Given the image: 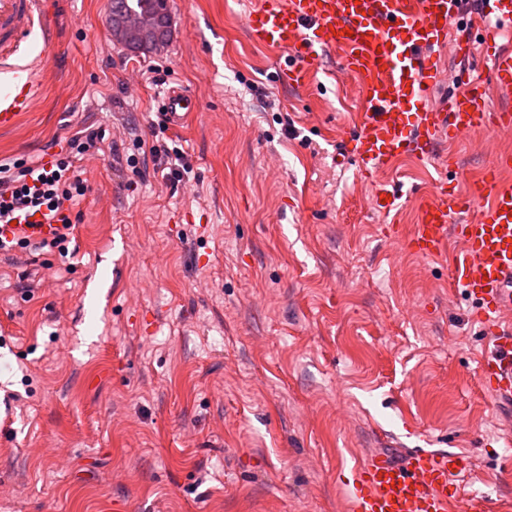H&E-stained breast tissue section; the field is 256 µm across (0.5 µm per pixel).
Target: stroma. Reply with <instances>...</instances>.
Instances as JSON below:
<instances>
[{
    "label": "stroma",
    "instance_id": "1",
    "mask_svg": "<svg viewBox=\"0 0 512 512\" xmlns=\"http://www.w3.org/2000/svg\"><path fill=\"white\" fill-rule=\"evenodd\" d=\"M170 40L112 39L111 0H46L59 49L0 158L60 151L84 127L123 162L83 161L68 256L0 254V512H349L357 457L450 448L512 498L475 376L470 304L445 261L401 248L346 131L359 91L327 54L314 92L281 87L234 0H168ZM161 84H154L151 70ZM199 110L160 126L166 86ZM184 151L177 188L144 147ZM459 187L487 152L451 148Z\"/></svg>",
    "mask_w": 512,
    "mask_h": 512
}]
</instances>
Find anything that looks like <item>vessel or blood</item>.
Segmentation results:
<instances>
[{
	"label": "vessel or blood",
	"mask_w": 512,
	"mask_h": 512,
	"mask_svg": "<svg viewBox=\"0 0 512 512\" xmlns=\"http://www.w3.org/2000/svg\"><path fill=\"white\" fill-rule=\"evenodd\" d=\"M44 0H0V129L32 111L41 73L58 44L45 24ZM462 31L449 41L454 25ZM249 41L274 52L278 82L310 89L325 52H338L356 83L364 112L349 132L350 156L372 188L371 205L390 216L400 194L385 183V164L403 157L437 162L440 142L512 131V0H480L465 16L460 0H251ZM39 33L40 50L25 49ZM466 67L461 89L443 100L444 50ZM506 100L490 110L487 89ZM162 118L183 127L197 110L183 86L168 88ZM429 195L415 197L418 218L404 245L425 260L450 256V277L473 307L483 348L476 358L480 387L494 404L512 405V152L494 150L483 176L455 189L450 162ZM41 215L0 226V237L33 242L52 238ZM456 251H449L450 242ZM473 461L442 448H410L400 461L380 452L360 457L353 470L350 512H492L491 500L460 484Z\"/></svg>",
	"instance_id": "b4317fda"
}]
</instances>
